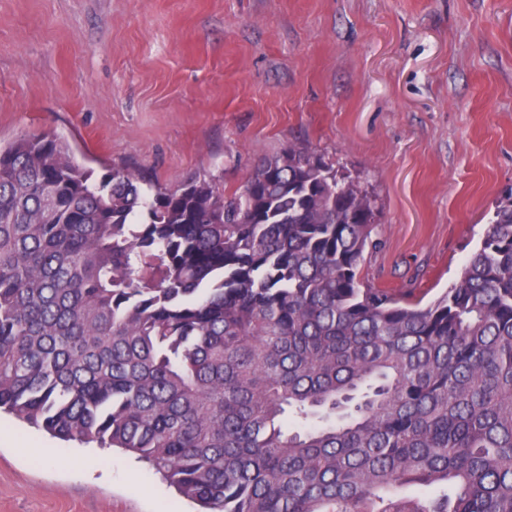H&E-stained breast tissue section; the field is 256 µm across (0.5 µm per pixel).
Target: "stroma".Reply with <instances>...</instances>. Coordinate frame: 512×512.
I'll return each instance as SVG.
<instances>
[{
	"mask_svg": "<svg viewBox=\"0 0 512 512\" xmlns=\"http://www.w3.org/2000/svg\"><path fill=\"white\" fill-rule=\"evenodd\" d=\"M43 131L162 188L312 149L374 200L365 281L426 305L512 191V0H0V141ZM0 512L194 507L135 454L2 411Z\"/></svg>",
	"mask_w": 512,
	"mask_h": 512,
	"instance_id": "1",
	"label": "stroma"
}]
</instances>
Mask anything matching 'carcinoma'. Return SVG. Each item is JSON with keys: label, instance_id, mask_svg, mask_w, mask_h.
<instances>
[{"label": "carcinoma", "instance_id": "cac0c4a2", "mask_svg": "<svg viewBox=\"0 0 512 512\" xmlns=\"http://www.w3.org/2000/svg\"><path fill=\"white\" fill-rule=\"evenodd\" d=\"M144 184L0 145V411L198 512H512V192L421 307L365 284L374 201L307 147L233 192Z\"/></svg>", "mask_w": 512, "mask_h": 512}]
</instances>
